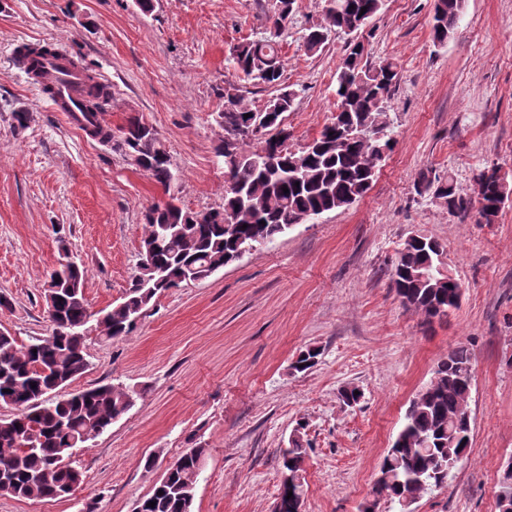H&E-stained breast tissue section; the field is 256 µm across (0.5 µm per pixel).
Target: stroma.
<instances>
[{"label":"stroma","mask_w":512,"mask_h":512,"mask_svg":"<svg viewBox=\"0 0 512 512\" xmlns=\"http://www.w3.org/2000/svg\"><path fill=\"white\" fill-rule=\"evenodd\" d=\"M272 0H0V329L18 343L51 332L45 288L64 259L86 271L95 311L121 302L138 273L144 214L164 188L117 148L50 111L14 54L21 40L81 57L112 96L101 117L120 130L142 117L180 176L177 203L202 213L224 206L223 135L215 122L225 87L263 108L266 86L227 62L254 37ZM434 0H385L359 39L369 60H395L394 147L367 193L349 207L298 224L208 278L162 293L136 329L90 340L89 367L72 389L123 384L135 405L87 447L75 449L82 481L63 499L0 494V512H132L184 452L205 450L193 512H275L279 451L300 435L305 512H399L374 501L380 464L410 400L438 361L466 345L474 380L471 444L447 488L410 512H499L502 466L512 458V200L491 224L451 213L418 193L421 175L452 176L474 190L480 170L512 171V0H464L455 33L431 41ZM323 20V0H296L280 47L283 82L297 93L287 117L297 149L334 108L333 38L302 46ZM28 115L25 129L14 115ZM413 234L438 240L464 287L448 319L424 324L401 305L390 272ZM309 348L317 364L297 372ZM359 387V405L340 391ZM153 468H146L148 457Z\"/></svg>","instance_id":"1"}]
</instances>
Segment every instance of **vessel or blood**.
<instances>
[{
  "mask_svg": "<svg viewBox=\"0 0 512 512\" xmlns=\"http://www.w3.org/2000/svg\"><path fill=\"white\" fill-rule=\"evenodd\" d=\"M39 66L44 72L43 77H36L30 72L26 78L48 109L68 113L73 122L85 132L100 124V117H93L89 121L84 118L85 75L73 64L67 51L40 58Z\"/></svg>",
  "mask_w": 512,
  "mask_h": 512,
  "instance_id": "b4317fda",
  "label": "vessel or blood"
}]
</instances>
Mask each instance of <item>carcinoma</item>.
Listing matches in <instances>:
<instances>
[{
  "mask_svg": "<svg viewBox=\"0 0 512 512\" xmlns=\"http://www.w3.org/2000/svg\"><path fill=\"white\" fill-rule=\"evenodd\" d=\"M295 2L275 0L260 35L230 50V66L276 88L277 94L255 110L243 103L236 88L224 89V110L216 113L215 122L234 144L229 153L222 143L216 148V156L224 161L223 208L191 213L173 200L153 206L145 214L138 275L122 302L104 314L92 312L85 298L84 271L62 266L51 274L46 288L55 308L48 314L50 335L20 346L11 333H0V406L16 411L0 419V466L9 472L8 483L0 481L1 494L27 499L70 496L79 473L70 462L73 449L86 447L141 396L133 388L105 384L56 397L89 367L91 337L114 341L129 335L158 295L183 282L204 280L237 261L244 246L265 245L289 225L347 208L351 199L369 190L377 165L392 149L388 102L399 72L390 58L364 59V46L354 36L377 15L384 0H330V22L307 28L303 47L309 53L318 52L333 37L343 35L348 41L336 71L332 117L297 150L288 146L285 125L296 94L283 85L279 44ZM462 7L463 0H434L433 45L443 46L452 37ZM88 80L89 103L99 110L109 92L95 76L88 75ZM257 123L267 137L254 149L248 131ZM147 127L139 118L130 120L127 138L117 140L116 147L135 155L138 168L166 188L174 175L170 156L156 131L147 132ZM474 181L473 195L451 176H424L417 189L431 194L450 213L476 206L484 215H498L502 198L512 193V179L481 171ZM445 266L444 247L423 236L408 238L393 265L391 283L401 304L423 314L428 324L448 318L462 300L450 286L451 278L441 273ZM318 356L316 348L301 352L294 370L311 369ZM471 373L472 356L462 344L437 363L429 383L411 400L403 426L380 464L376 496L401 506L407 493L421 496L448 486L470 446L466 414ZM26 434L35 447H24L20 438ZM204 452L198 447L182 454L140 499L141 512H191ZM306 454L298 439L280 450L281 468L293 474L295 483L280 487L275 512H294V498L304 487ZM152 501L156 505L148 506Z\"/></svg>",
  "mask_w": 512,
  "mask_h": 512,
  "instance_id": "1",
  "label": "carcinoma"
}]
</instances>
